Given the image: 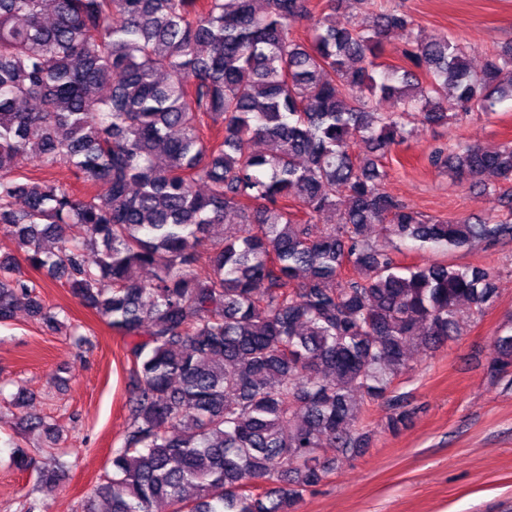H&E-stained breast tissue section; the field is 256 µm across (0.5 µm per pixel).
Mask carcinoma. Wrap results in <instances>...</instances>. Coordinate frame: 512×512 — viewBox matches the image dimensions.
Segmentation results:
<instances>
[{
    "instance_id": "1",
    "label": "carcinoma",
    "mask_w": 512,
    "mask_h": 512,
    "mask_svg": "<svg viewBox=\"0 0 512 512\" xmlns=\"http://www.w3.org/2000/svg\"><path fill=\"white\" fill-rule=\"evenodd\" d=\"M311 2L0 0V224L31 268L65 277L130 339L127 425L96 490L108 512H294L330 474L322 442L347 457L368 444L353 395L386 400L399 429L410 411L392 384L409 343L447 342L461 301L492 298L489 269L402 275L366 229L446 251L512 240L508 217L410 210L381 165L408 119L446 126L512 98V43L479 72L444 33L406 39L411 67L382 64L408 15L339 27L336 0ZM21 156L74 167L84 193L17 173ZM430 159L512 211V142ZM229 212L233 230L209 239ZM21 301L59 325L0 260V324ZM489 370L512 372V334ZM66 468L56 459L37 483Z\"/></svg>"
}]
</instances>
